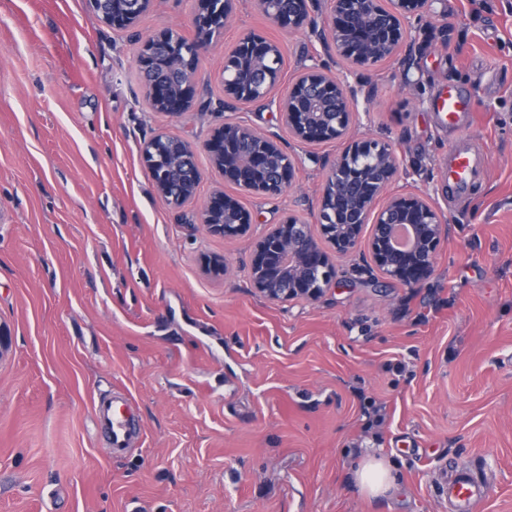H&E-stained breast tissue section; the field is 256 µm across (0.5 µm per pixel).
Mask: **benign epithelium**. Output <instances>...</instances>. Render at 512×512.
I'll return each mask as SVG.
<instances>
[{
	"label": "benign epithelium",
	"mask_w": 512,
	"mask_h": 512,
	"mask_svg": "<svg viewBox=\"0 0 512 512\" xmlns=\"http://www.w3.org/2000/svg\"><path fill=\"white\" fill-rule=\"evenodd\" d=\"M89 8L105 23L119 29L134 24L151 0H87ZM194 18L196 39L182 42L165 30L148 37L140 50L139 62L157 73L178 68L180 83L158 78L148 84L147 97L158 112L179 114L191 106L194 96L195 63L200 48L214 37L206 19L221 16L227 21L236 0H199ZM312 0H258L260 10L279 26L290 30L307 27L318 35L336 56L354 64L372 65L383 59L399 65L401 86L411 84L408 33L431 10L433 0H325L322 25H314ZM279 48L256 35L240 40L239 52L224 61V108L238 104L276 107L283 127L298 143L315 144L343 139L354 115L358 94L370 99V88L357 89L347 78L332 72L325 62L303 68L288 93L273 95L281 79L276 63ZM171 146L181 159L194 157L186 140L157 135L144 143L142 156L148 168L155 167L154 154L160 144ZM215 169L239 187L265 196H278L291 189L296 162L277 137L246 124H226L214 131L205 143ZM401 155L390 144L366 138L354 141L330 164L319 193L317 221L324 240L312 225L294 214L270 225L253 242L249 268L253 288L273 301L301 298L318 300L325 290L338 283L328 250L346 254L366 244L373 266L384 277L407 286L427 281L435 271V256L446 234L447 219L434 199L408 191L386 196L399 174ZM177 166L154 179L158 194L179 205L195 195L201 180L199 169L190 173L182 188L173 179ZM208 232L224 238L249 233L252 214L239 202L214 192L202 211ZM404 227L407 244L395 242V230Z\"/></svg>",
	"instance_id": "7a95c632"
}]
</instances>
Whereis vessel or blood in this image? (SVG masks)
<instances>
[{"instance_id": "vessel-or-blood-1", "label": "vessel or blood", "mask_w": 512, "mask_h": 512, "mask_svg": "<svg viewBox=\"0 0 512 512\" xmlns=\"http://www.w3.org/2000/svg\"><path fill=\"white\" fill-rule=\"evenodd\" d=\"M435 108L449 125L468 122L471 100L467 94L449 89L446 96L435 103ZM486 156L479 142H463L453 149L446 175L449 187L458 197H466L485 163ZM92 413L105 441L108 455H124L142 439L134 405L123 391L99 396L94 400ZM442 492L448 501V512H476L489 491L490 474H476L470 467L451 465L441 473Z\"/></svg>"}]
</instances>
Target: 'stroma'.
Returning <instances> with one entry per match:
<instances>
[{
	"instance_id": "stroma-1",
	"label": "stroma",
	"mask_w": 512,
	"mask_h": 512,
	"mask_svg": "<svg viewBox=\"0 0 512 512\" xmlns=\"http://www.w3.org/2000/svg\"><path fill=\"white\" fill-rule=\"evenodd\" d=\"M60 2L81 84L54 61L51 16L23 25L25 0H0V512H443L451 463L491 468L480 512H512V0H434L411 87L388 61L340 65L374 84L353 137L399 148V186L435 197L449 231L425 283H372L355 251L333 256L340 284L313 303L259 296L249 266L266 225L288 212L315 223L325 169L305 163L265 198L225 181L204 144L234 122L287 139L276 109L224 110L219 73L254 34L278 45L291 83L318 61L315 38L238 0L174 116L148 104L141 41L166 28L194 39L199 0H152L130 30ZM452 86L472 102L465 131L434 107ZM160 133L191 142L203 174L178 207L141 159ZM465 134L488 164L449 198L440 175ZM216 188L252 213L249 235L206 232ZM204 254L223 256L224 277L202 272ZM109 389L129 392L143 425L117 458L92 418ZM373 404L386 414L375 432ZM373 453L397 468L394 493L360 490L356 465Z\"/></svg>"
}]
</instances>
